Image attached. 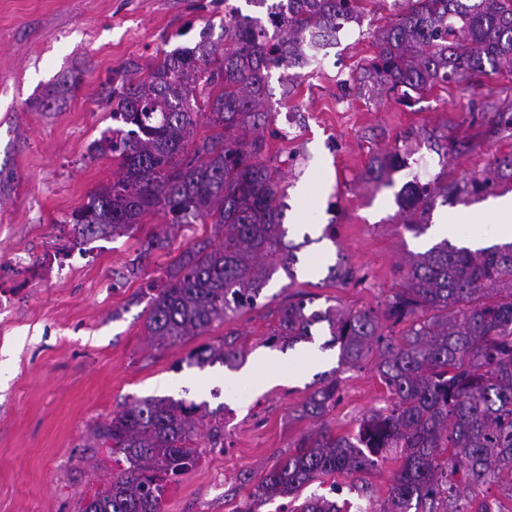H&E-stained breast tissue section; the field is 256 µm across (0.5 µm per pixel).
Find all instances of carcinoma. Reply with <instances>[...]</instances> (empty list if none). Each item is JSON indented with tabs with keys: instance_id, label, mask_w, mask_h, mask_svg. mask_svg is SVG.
Instances as JSON below:
<instances>
[{
	"instance_id": "obj_1",
	"label": "carcinoma",
	"mask_w": 512,
	"mask_h": 512,
	"mask_svg": "<svg viewBox=\"0 0 512 512\" xmlns=\"http://www.w3.org/2000/svg\"><path fill=\"white\" fill-rule=\"evenodd\" d=\"M248 2L267 6L280 24L270 30L232 8L222 41L204 30L194 45L165 53L146 77L126 67L104 84L115 128L90 151L111 153L120 174L71 215L75 238L131 235L145 214L160 210L174 224L210 222L224 236L218 245L207 239L184 251L151 295L146 330L158 347L255 308L278 271L292 275L300 245L286 240L277 168L260 159V133L271 123L270 71L319 63L344 25L360 24L380 0ZM403 2L395 19L372 33L376 52L358 66L362 76L390 91L420 93L439 82L512 71V0ZM201 115L217 133L191 158ZM400 165L392 154L374 157L373 180L385 184L388 170ZM503 179L512 181L511 155L497 160L491 176L410 183L400 197L404 227L418 237L436 198L483 195ZM167 243L168 234H151L139 258ZM326 280L359 278L341 257ZM313 300L300 294L271 310L277 320L266 343L312 342L319 325L329 336L321 349H339L340 364L356 368L374 358L392 404L348 435L322 427L302 439L253 486L239 512L295 498L336 473L369 498L366 475L391 454L401 464L371 512H501V499L512 500V243L471 250L442 240L413 256L403 288L382 310L329 305L310 312ZM397 326L396 334L384 332ZM244 360L233 333L187 357L200 369L217 362L237 369ZM337 393L334 374L317 375L302 415L323 418ZM201 435L210 447H224V417L204 402L151 396L126 403L94 429L123 467L77 512H164L167 486L196 464ZM297 512L341 509L322 495L305 499Z\"/></svg>"
}]
</instances>
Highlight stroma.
<instances>
[{"label": "stroma", "mask_w": 512, "mask_h": 512, "mask_svg": "<svg viewBox=\"0 0 512 512\" xmlns=\"http://www.w3.org/2000/svg\"><path fill=\"white\" fill-rule=\"evenodd\" d=\"M254 13L247 0H0V512H75L109 483L114 464L93 445V430L126 400L171 396L224 411V445L205 453L170 483L165 512H239L258 483L300 440L323 424L354 431L390 395L371 366L349 369L337 350L325 360L307 343L266 346L273 321L262 307L203 335L160 348L146 327L149 291L209 224L171 228L146 215L132 236L74 245L71 214L112 183L111 157L88 146L112 125L101 85L130 63L148 71L164 52L193 45L203 29L220 40L224 10ZM394 0L367 27L349 25L320 65L275 69L263 159L278 167L283 222L300 243L294 278L277 273L261 299L305 292L314 308L384 307L404 284L410 254L424 237L404 229L397 196L409 182L439 174L458 181L493 168L512 153V74L500 70L436 84L412 97L350 77L374 52L370 28L384 26ZM80 90L66 94L71 76ZM398 153L405 165L390 185L374 187L373 157ZM335 225V240L304 244L306 226ZM169 245L139 260L148 235ZM344 254L361 281L326 278ZM235 332L247 349V383L227 389L228 369L188 366L202 344ZM335 372L341 398L323 420L301 416L317 374Z\"/></svg>", "instance_id": "obj_1"}]
</instances>
